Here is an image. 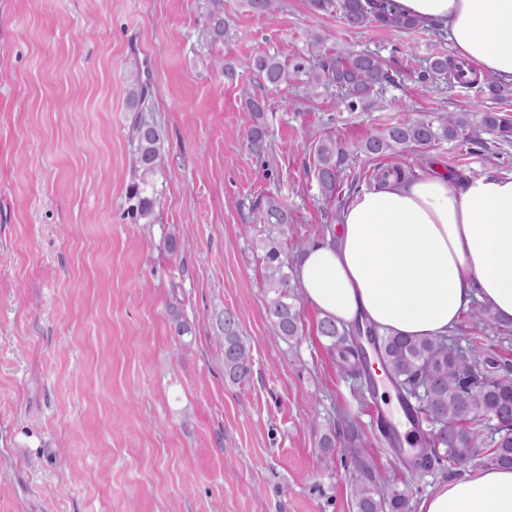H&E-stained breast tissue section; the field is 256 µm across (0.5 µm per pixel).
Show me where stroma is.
<instances>
[{"label": "stroma", "instance_id": "obj_1", "mask_svg": "<svg viewBox=\"0 0 512 512\" xmlns=\"http://www.w3.org/2000/svg\"><path fill=\"white\" fill-rule=\"evenodd\" d=\"M276 21L243 0H0V512H355L344 443L318 449L326 427L352 426L388 482L403 468L370 421L375 398L342 374L302 306V339L267 316L254 243L270 198L295 221L288 252L326 240L372 164L348 160L336 196L314 173L322 136L353 147L399 119L448 112L512 114V94L433 87L423 70L432 26L348 29L309 0H284ZM224 39L204 36L212 9ZM326 51L382 56L394 74L373 105L348 111L304 78L264 84L269 54ZM231 64L236 81L225 79ZM148 73L147 111L165 131L151 223L131 216L135 178L123 89ZM267 100V150L253 154L239 94ZM469 140L409 146L406 171L512 174V140L481 124ZM185 242L177 256L166 236ZM233 311L253 357L250 380H224L214 342ZM181 313L192 332L178 337Z\"/></svg>", "mask_w": 512, "mask_h": 512}]
</instances>
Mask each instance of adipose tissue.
I'll return each mask as SVG.
<instances>
[{"label":"adipose tissue","mask_w":512,"mask_h":512,"mask_svg":"<svg viewBox=\"0 0 512 512\" xmlns=\"http://www.w3.org/2000/svg\"><path fill=\"white\" fill-rule=\"evenodd\" d=\"M399 13L444 26L457 56L512 84V0H394ZM306 303L337 322L380 333L447 335L482 303L512 319V175L453 186L441 169L389 177L342 207L334 242L295 266ZM421 512H512V469L449 479Z\"/></svg>","instance_id":"1"}]
</instances>
